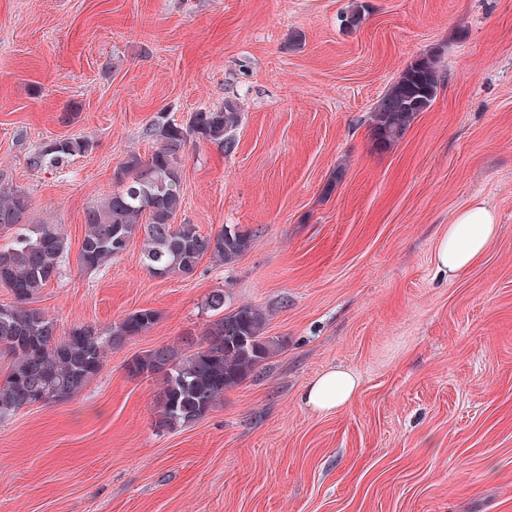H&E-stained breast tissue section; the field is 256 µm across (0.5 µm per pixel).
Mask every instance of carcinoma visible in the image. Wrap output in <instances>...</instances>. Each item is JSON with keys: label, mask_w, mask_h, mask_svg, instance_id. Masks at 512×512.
Here are the masks:
<instances>
[{"label": "carcinoma", "mask_w": 512, "mask_h": 512, "mask_svg": "<svg viewBox=\"0 0 512 512\" xmlns=\"http://www.w3.org/2000/svg\"><path fill=\"white\" fill-rule=\"evenodd\" d=\"M439 83L432 58L410 65L372 112L374 140L384 147L397 142L417 114L431 106ZM240 119L237 106L226 101L220 109L193 113L185 127L166 120L146 127L144 135L156 142L155 149L146 157L128 155L115 172L121 189L84 214L80 266L96 270L106 265L139 236L148 271L160 277H189L206 256L229 265L246 253L253 240L248 229L226 226L211 236L200 234L193 224L174 223L182 206L180 167L189 138L214 143L230 155L237 146ZM89 148L81 138L55 141L30 156L28 163L38 170L56 169ZM29 206L30 198L22 191L0 192V226L20 223ZM67 253V239L55 224L21 230L10 245L0 248V288L15 299L14 305L0 307V356L8 358L0 376V416L40 395L72 399L98 374L106 350L124 346L158 319L155 310L139 309L105 335L76 327L58 336L56 321L30 303L56 277ZM207 306L219 318L208 324L201 343L187 351L163 344L127 363L130 377L162 381L155 421L159 429L204 417L224 399V392L253 375L277 348L263 336L267 317L262 309L241 305L226 312L222 290L209 295Z\"/></svg>", "instance_id": "carcinoma-1"}]
</instances>
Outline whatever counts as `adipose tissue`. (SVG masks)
Segmentation results:
<instances>
[{"label":"adipose tissue","instance_id":"obj_1","mask_svg":"<svg viewBox=\"0 0 512 512\" xmlns=\"http://www.w3.org/2000/svg\"><path fill=\"white\" fill-rule=\"evenodd\" d=\"M496 233V217L484 202H473L458 212L439 240L435 266L439 273L453 276L471 268L487 251ZM358 390L351 372L335 368L317 377L303 394L313 410L326 413L346 406Z\"/></svg>","mask_w":512,"mask_h":512}]
</instances>
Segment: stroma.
<instances>
[{"label":"stroma","mask_w":512,"mask_h":512,"mask_svg":"<svg viewBox=\"0 0 512 512\" xmlns=\"http://www.w3.org/2000/svg\"><path fill=\"white\" fill-rule=\"evenodd\" d=\"M0 0V190L69 250L34 299L57 323H157L107 351L73 399L0 417V512H512V0ZM431 106L383 148L369 121L417 58ZM238 103L234 154L190 142L175 221L254 233L235 263L155 277L141 241L95 271L84 212L117 188L144 128ZM91 143L64 166L29 155ZM482 200L498 234L450 279L433 253ZM267 313L278 350L198 421L155 426V379L126 371L201 343L214 315ZM360 380L336 412L302 392L333 367ZM91 147L88 140L70 138L55 141L28 158L31 167L38 170L55 169L69 158L85 153Z\"/></svg>","instance_id":"35a3bbf8"}]
</instances>
